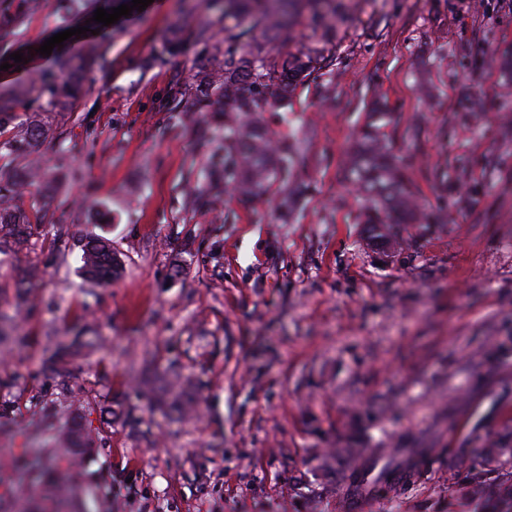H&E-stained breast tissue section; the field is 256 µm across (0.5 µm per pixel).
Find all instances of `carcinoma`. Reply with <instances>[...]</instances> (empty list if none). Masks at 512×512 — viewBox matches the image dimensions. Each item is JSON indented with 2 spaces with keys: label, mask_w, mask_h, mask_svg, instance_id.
I'll list each match as a JSON object with an SVG mask.
<instances>
[{
  "label": "carcinoma",
  "mask_w": 512,
  "mask_h": 512,
  "mask_svg": "<svg viewBox=\"0 0 512 512\" xmlns=\"http://www.w3.org/2000/svg\"><path fill=\"white\" fill-rule=\"evenodd\" d=\"M225 15L249 19L248 26L226 38L218 39L211 24H203L196 31V40L207 50L211 68L194 75V93L180 111L208 112L213 105L224 113V187L240 194L261 193L272 182L290 174L297 156L292 145L273 142L261 124L263 112L288 100L296 87L320 68L324 60L317 48H303L288 61L275 66L268 63L263 44L255 41L260 31L274 36L291 37V16L298 5L306 4L308 21L315 27H325V18L336 12V0H226ZM107 41L87 39L81 54L60 53L54 66L27 86L20 87L6 98L0 94V112L11 111V98H33L42 102V111L53 112L58 107L76 100L81 94V79L89 69L106 67ZM380 111L372 112L362 127L348 165V176L366 196L367 207L363 223L369 225L373 237L388 239L390 213L398 212L410 222L426 217L405 181L403 169L390 148L380 138ZM38 133L27 130L13 139L0 141V158L29 156ZM34 176L28 164L15 172L11 180L0 182V252L6 248L21 249L28 245L32 225L21 210L13 205L17 188ZM81 276L98 285H110L123 269L120 255L112 249V240L97 235L81 245ZM99 350L101 337L85 336L74 331L67 340L57 344L49 363L58 372L67 370L78 349ZM100 432L87 419L77 421L65 434L73 448L87 450L99 440ZM45 459L36 452L23 466L30 496H49L58 488L71 491L78 484L77 476L59 472L47 481L42 480ZM465 494L473 501L500 506L498 512H512V484L491 480L484 467L471 469Z\"/></svg>",
  "instance_id": "1"
}]
</instances>
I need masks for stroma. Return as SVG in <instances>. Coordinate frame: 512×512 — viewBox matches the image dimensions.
Returning a JSON list of instances; mask_svg holds the SVG:
<instances>
[{
    "instance_id": "35a3bbf8",
    "label": "stroma",
    "mask_w": 512,
    "mask_h": 512,
    "mask_svg": "<svg viewBox=\"0 0 512 512\" xmlns=\"http://www.w3.org/2000/svg\"><path fill=\"white\" fill-rule=\"evenodd\" d=\"M9 44L25 86L61 24L56 0ZM332 40L300 21L267 46L278 65L321 48L319 70L261 122L300 142L288 183L259 196L224 191V120L182 118L177 91L206 58L204 21L233 18L188 0H152L106 37L109 65L64 111L26 101L0 141L39 127L32 156L51 186L15 198L33 226L27 250L0 253V501L29 500L15 469L47 444L81 475L84 512H339L338 501L390 467L409 478L366 495L367 512H471L457 479L483 448L512 447V0H342ZM183 24L181 49L163 41ZM406 163L429 220L366 238L365 197L347 180L373 108ZM293 204L284 207V195ZM104 234L122 277L91 288L81 244ZM98 326L105 352L46 370L55 340ZM97 448L61 441L84 391Z\"/></svg>"
}]
</instances>
